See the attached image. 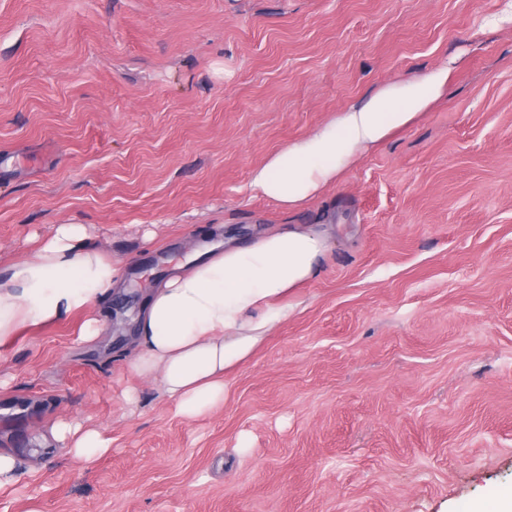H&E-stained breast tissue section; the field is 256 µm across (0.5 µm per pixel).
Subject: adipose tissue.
Segmentation results:
<instances>
[{"label": "adipose tissue", "instance_id": "adipose-tissue-1", "mask_svg": "<svg viewBox=\"0 0 512 512\" xmlns=\"http://www.w3.org/2000/svg\"><path fill=\"white\" fill-rule=\"evenodd\" d=\"M447 79V72L436 73L341 113L274 153L254 171L253 190L287 207L318 194L354 163L359 150L408 126ZM327 251L324 233L294 224L246 244L202 245L150 290L127 367L158 380L185 418L214 411L224 403L226 374L290 315L286 297L319 275ZM122 284L120 267L91 243L84 225H57L29 256L0 270V355L23 328L82 309L92 316L78 339L95 338L102 324L94 312ZM50 436L86 462L110 446L103 430L69 419L56 420Z\"/></svg>", "mask_w": 512, "mask_h": 512}]
</instances>
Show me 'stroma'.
Here are the masks:
<instances>
[{"instance_id": "obj_1", "label": "stroma", "mask_w": 512, "mask_h": 512, "mask_svg": "<svg viewBox=\"0 0 512 512\" xmlns=\"http://www.w3.org/2000/svg\"><path fill=\"white\" fill-rule=\"evenodd\" d=\"M447 69L410 126L294 208L253 171ZM82 224L125 271L0 362V512H469L512 496V0H0V265ZM324 232L320 274L188 420L123 373L154 283L205 243ZM139 390L137 403L123 399ZM103 428L78 462L53 418Z\"/></svg>"}]
</instances>
